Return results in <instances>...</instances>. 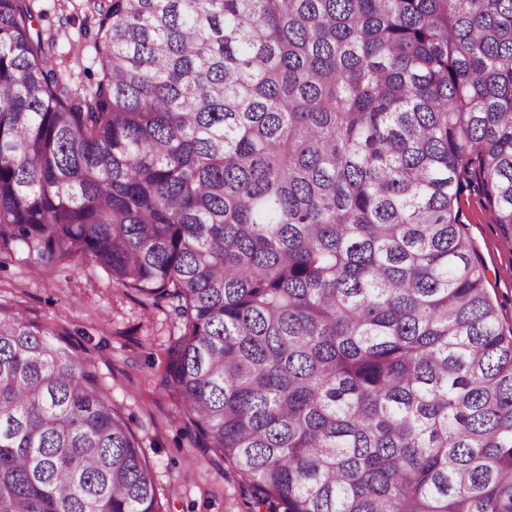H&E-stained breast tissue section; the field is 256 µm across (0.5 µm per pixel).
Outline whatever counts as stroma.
<instances>
[{"label":"stroma","instance_id":"obj_1","mask_svg":"<svg viewBox=\"0 0 512 512\" xmlns=\"http://www.w3.org/2000/svg\"><path fill=\"white\" fill-rule=\"evenodd\" d=\"M54 66L90 88L99 74L97 25L88 0H34ZM461 219L487 276L485 286L512 328V235L493 222L476 188H464ZM0 310L68 334L139 441L164 512H246L240 479L188 429L181 399L166 381L168 349L183 326L175 302L116 285L80 258L53 263L21 246L0 248Z\"/></svg>","mask_w":512,"mask_h":512}]
</instances>
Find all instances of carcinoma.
I'll use <instances>...</instances> for the list:
<instances>
[{
	"label": "carcinoma",
	"instance_id": "cac0c4a2",
	"mask_svg": "<svg viewBox=\"0 0 512 512\" xmlns=\"http://www.w3.org/2000/svg\"><path fill=\"white\" fill-rule=\"evenodd\" d=\"M0 0V246L178 301L166 381L249 512H512V0H108L99 78ZM0 512H163L75 344L0 312ZM461 220L472 242L476 258L487 276L485 287L499 306L505 329L512 328V235L493 224L492 208L477 188L463 189L458 201Z\"/></svg>",
	"mask_w": 512,
	"mask_h": 512
}]
</instances>
